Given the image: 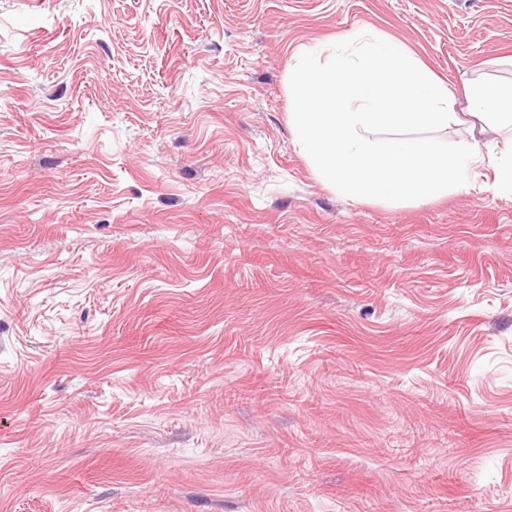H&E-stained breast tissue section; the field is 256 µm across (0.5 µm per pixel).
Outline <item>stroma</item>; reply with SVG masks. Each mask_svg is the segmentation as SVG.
<instances>
[{
	"instance_id": "stroma-1",
	"label": "stroma",
	"mask_w": 512,
	"mask_h": 512,
	"mask_svg": "<svg viewBox=\"0 0 512 512\" xmlns=\"http://www.w3.org/2000/svg\"><path fill=\"white\" fill-rule=\"evenodd\" d=\"M361 29L512 80V0H0V512H512V193L293 135Z\"/></svg>"
}]
</instances>
